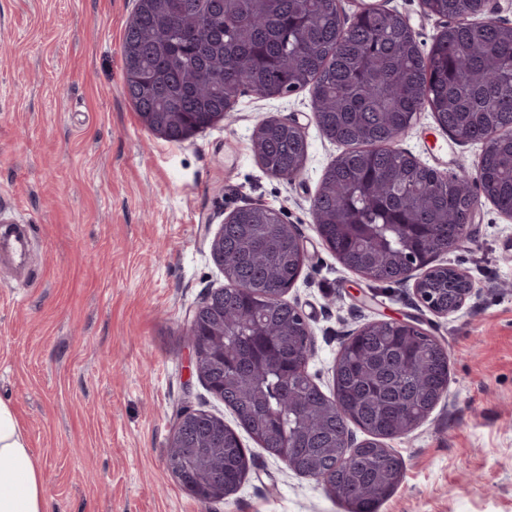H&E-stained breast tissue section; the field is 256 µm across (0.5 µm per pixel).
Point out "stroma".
<instances>
[{
  "mask_svg": "<svg viewBox=\"0 0 512 512\" xmlns=\"http://www.w3.org/2000/svg\"><path fill=\"white\" fill-rule=\"evenodd\" d=\"M136 0H0V232L25 230L24 261L0 252V401L47 478L50 512H345L248 434V470L229 499L205 504L166 466L186 405L236 426L188 372L187 326L225 286L210 242L252 204L296 226L306 258L285 299L314 334L308 372L332 393L341 343L364 323L421 319L448 351V397L408 436L385 440L404 476L379 512H512V221L481 201L471 239L441 256L474 295L458 313L418 307L409 285L370 283L318 236L311 204L342 145L316 124L309 91L247 92L230 119L173 143L124 92L122 42ZM422 50L442 23L419 0H383ZM304 131L302 175L266 172L255 126ZM400 150L443 172L476 164L478 143L418 112Z\"/></svg>",
  "mask_w": 512,
  "mask_h": 512,
  "instance_id": "1",
  "label": "stroma"
}]
</instances>
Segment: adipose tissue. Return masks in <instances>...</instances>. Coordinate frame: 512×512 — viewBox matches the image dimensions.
Listing matches in <instances>:
<instances>
[{
    "label": "adipose tissue",
    "instance_id": "ef3b65f1",
    "mask_svg": "<svg viewBox=\"0 0 512 512\" xmlns=\"http://www.w3.org/2000/svg\"><path fill=\"white\" fill-rule=\"evenodd\" d=\"M0 512H48L41 465L10 405L0 402Z\"/></svg>",
    "mask_w": 512,
    "mask_h": 512
}]
</instances>
